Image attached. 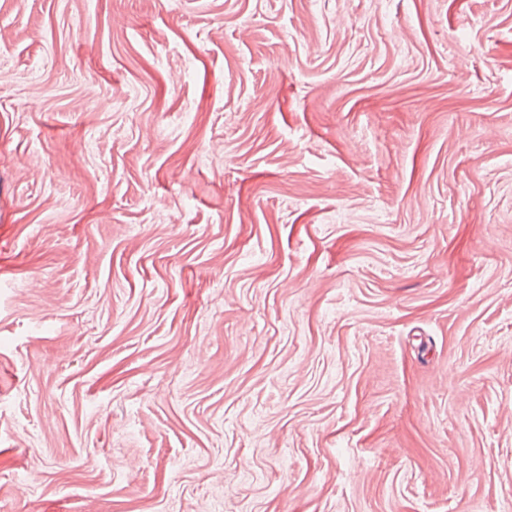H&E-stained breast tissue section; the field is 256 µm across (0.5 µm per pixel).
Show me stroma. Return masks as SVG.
<instances>
[{"mask_svg": "<svg viewBox=\"0 0 512 512\" xmlns=\"http://www.w3.org/2000/svg\"><path fill=\"white\" fill-rule=\"evenodd\" d=\"M1 25L0 512H512V0Z\"/></svg>", "mask_w": 512, "mask_h": 512, "instance_id": "35a3bbf8", "label": "stroma"}]
</instances>
